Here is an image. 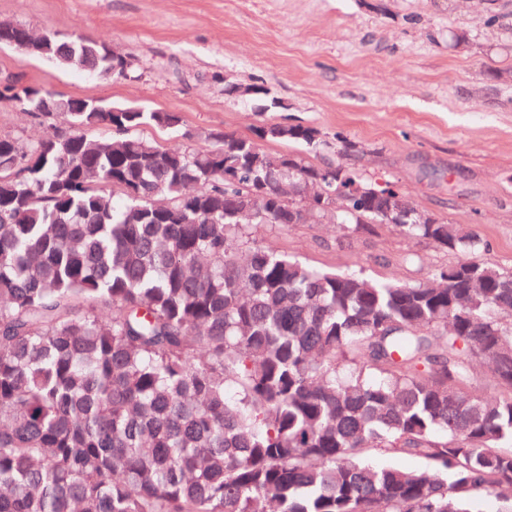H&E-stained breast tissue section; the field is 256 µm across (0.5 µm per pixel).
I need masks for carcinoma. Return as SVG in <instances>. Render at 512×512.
I'll list each match as a JSON object with an SVG mask.
<instances>
[{
    "label": "carcinoma",
    "instance_id": "obj_1",
    "mask_svg": "<svg viewBox=\"0 0 512 512\" xmlns=\"http://www.w3.org/2000/svg\"><path fill=\"white\" fill-rule=\"evenodd\" d=\"M101 46L59 36L51 56L103 75ZM30 93L54 96L0 100L31 112ZM76 101L66 134L0 136V512H512V271L474 229L294 153L274 180L247 138L133 134L177 112ZM257 135L329 148L312 127ZM282 182L319 183L310 214L348 233L468 258L410 282L270 251ZM252 195V220L224 218ZM401 456L425 468L371 463Z\"/></svg>",
    "mask_w": 512,
    "mask_h": 512
}]
</instances>
